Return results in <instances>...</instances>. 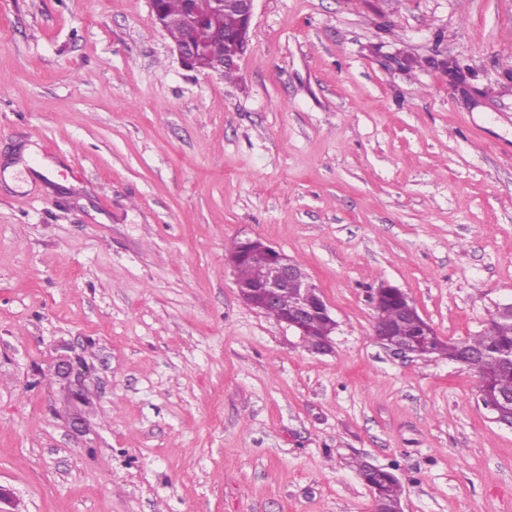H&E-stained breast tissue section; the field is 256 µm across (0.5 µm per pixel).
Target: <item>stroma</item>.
<instances>
[{"label": "stroma", "instance_id": "35a3bbf8", "mask_svg": "<svg viewBox=\"0 0 512 512\" xmlns=\"http://www.w3.org/2000/svg\"><path fill=\"white\" fill-rule=\"evenodd\" d=\"M245 237L320 287L331 353L240 299ZM383 284L445 340L512 305V0H255L231 80L149 0H0L12 512H371L354 458L402 512H512V429L376 342ZM367 466L370 470L381 471L380 467L371 464H367ZM355 468L364 483L376 486L379 489L383 502L388 509L394 510L398 505H401L402 485L393 472L382 469V472L374 474L361 461L355 462Z\"/></svg>", "mask_w": 512, "mask_h": 512}]
</instances>
